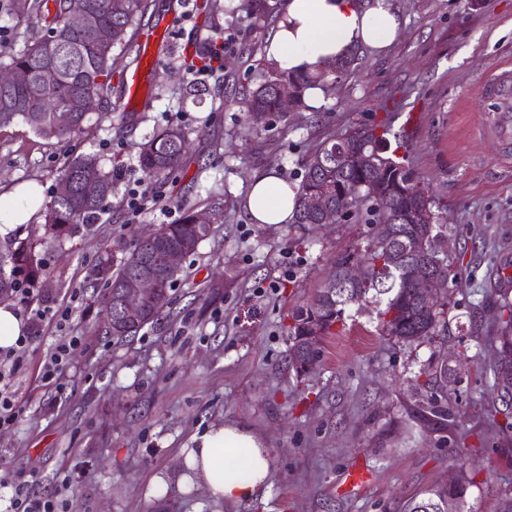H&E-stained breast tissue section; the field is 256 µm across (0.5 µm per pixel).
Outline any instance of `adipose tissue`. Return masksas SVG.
Here are the masks:
<instances>
[{"mask_svg":"<svg viewBox=\"0 0 512 512\" xmlns=\"http://www.w3.org/2000/svg\"><path fill=\"white\" fill-rule=\"evenodd\" d=\"M402 29L392 0H288L265 38V59L278 71L316 74L360 48L382 50ZM297 188L264 172L251 177L247 207L255 223L284 224ZM185 462L214 500L239 503L266 486L271 457L251 430L224 423L191 439Z\"/></svg>","mask_w":512,"mask_h":512,"instance_id":"ef3b65f1","label":"adipose tissue"}]
</instances>
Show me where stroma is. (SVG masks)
Here are the masks:
<instances>
[{"label": "stroma", "instance_id": "35a3bbf8", "mask_svg": "<svg viewBox=\"0 0 512 512\" xmlns=\"http://www.w3.org/2000/svg\"><path fill=\"white\" fill-rule=\"evenodd\" d=\"M148 0L137 23L173 19L171 45L159 49L147 100L124 116L122 92L138 58L119 49L111 116L92 112L82 132L43 140L23 123L0 128V197L32 183L51 201L58 172L94 152L136 172L137 143L169 123L189 133L191 152L176 179L150 185L175 212L221 206L199 254L187 260L174 304L134 339L113 343L95 332L97 312L83 285L103 241L162 223L132 216L112 196L104 221L47 255L52 281L34 296L73 314L64 329L45 326L13 376L19 416L0 428V478L65 500L66 512H400L416 493L473 473L465 512H495L512 497V429L484 367L497 330L502 272L512 264V154L486 134L495 104L482 85L512 65V0H395L403 20L382 52H358L354 74L327 86L320 106L287 121L255 124L239 100L258 82L272 19L245 0ZM231 45L224 70H189L187 41L204 53L215 28ZM200 102L184 99L188 83ZM391 118L410 166L430 184L446 241L448 331L408 345L379 330L364 307L344 331L323 337L320 358L299 376L286 358L288 315L325 278L336 254L365 239L364 224L313 225L306 243L288 224L254 223L245 207L253 174L275 171L296 182L302 159L324 138ZM224 196L212 201L214 183ZM76 336L60 383L43 379L55 342ZM447 360L448 406L455 425L420 414V369ZM232 422L250 429L272 457L268 485L224 504L195 482L179 483L194 434ZM365 479L340 489L349 471ZM163 479L167 490L156 488Z\"/></svg>", "mask_w": 512, "mask_h": 512}]
</instances>
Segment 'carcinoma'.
<instances>
[{
	"mask_svg": "<svg viewBox=\"0 0 512 512\" xmlns=\"http://www.w3.org/2000/svg\"><path fill=\"white\" fill-rule=\"evenodd\" d=\"M148 8V0H125V9L112 13L111 0H11L12 13L18 18L46 23L47 40L42 44H25L17 49L0 46V69L24 70L29 74L27 83L9 88L0 87V127L17 121L25 123L36 136L58 141L81 132L88 121V113L78 110L86 97L94 96L104 102L111 91L110 77L116 64L115 48L128 42L136 20ZM94 11L105 27L118 34L112 48L105 49L91 35L67 26L68 16L76 11ZM316 82L334 83L331 71L312 75H284L275 69L266 72L263 81L241 100L248 111V118L259 123L265 116H281L276 87L290 86L295 102L304 106V93ZM50 101L61 109L74 112L73 123L60 127L54 113L43 110V102ZM375 124L362 125L350 134L351 141L344 143L334 137L322 140L317 148L301 162V179L298 185L295 217L292 223L300 229L318 222V218L304 209L309 195L327 192L331 204H336L338 194H358L352 208L353 222L371 224L378 217L373 207L371 193L384 189L390 193L392 209L401 211L422 206L434 212L429 191L421 186V179L412 168L388 156L390 145L384 136L377 134ZM356 145L376 163L357 166L350 161L336 159L346 150V145ZM138 163L141 177L151 182H162L179 171L185 164L189 143L179 125H168L153 131L138 146ZM58 179L74 183V192L67 199L54 198L44 214L45 232L38 245L23 239L7 253H0V293L14 292L24 283L42 284L50 277L43 252L52 249L65 239L89 229L98 223L106 212L110 197L117 191L112 171L106 169L98 155L83 154L71 159L58 174ZM159 236L154 242H144L138 237L130 240L118 238L100 247L101 255L94 266L88 287L97 299L99 310L93 327L116 341L134 338L142 329L160 320L172 304V295L181 280L183 270L167 276L161 293L148 303L147 318L139 323L111 324L109 305L114 291L127 278L137 272L145 259L153 260L157 267L163 265L165 248H178L188 257L197 255L201 244L212 233V224L196 222V212L188 208L172 224L158 225ZM403 242L419 237L426 238V250L416 255L419 262L435 264V271L443 280L449 278L448 265L442 263L441 232L436 223L404 225ZM351 261H362L372 268V278L365 283L351 284L344 292L332 295L326 282H321L307 302L297 306L288 328L290 346L288 363L298 374L306 372L307 365L319 359L312 353L303 336L307 325L318 320L324 334L344 323L346 311L369 300L381 305L379 320L388 335L402 342L431 341L448 325V301L432 311L416 301L415 288L404 279L398 264L385 249H346L336 255L328 276L334 277ZM502 304L498 335L493 337L494 357L489 364L493 387L502 402L504 418H512V301L508 290L501 293ZM419 375L425 377L422 387L431 391L422 401L421 411L428 421L441 424L455 422L456 415L444 403L445 396L434 389L448 378V370L436 372L427 368ZM472 481L461 475L452 484H439L424 492V497H413L403 505V512H464V505Z\"/></svg>",
	"mask_w": 512,
	"mask_h": 512,
	"instance_id": "obj_1",
	"label": "carcinoma"
}]
</instances>
